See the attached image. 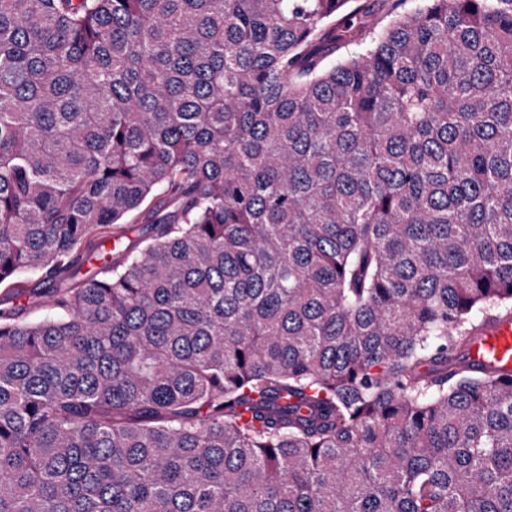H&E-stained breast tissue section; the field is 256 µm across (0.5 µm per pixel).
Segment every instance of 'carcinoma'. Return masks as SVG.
Masks as SVG:
<instances>
[{"label": "carcinoma", "mask_w": 512, "mask_h": 512, "mask_svg": "<svg viewBox=\"0 0 512 512\" xmlns=\"http://www.w3.org/2000/svg\"><path fill=\"white\" fill-rule=\"evenodd\" d=\"M0 287V512H512V0H0ZM467 351L476 371L512 375V317L492 318Z\"/></svg>", "instance_id": "1"}]
</instances>
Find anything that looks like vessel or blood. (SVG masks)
<instances>
[{"instance_id":"b4317fda","label":"vessel or blood","mask_w":512,"mask_h":512,"mask_svg":"<svg viewBox=\"0 0 512 512\" xmlns=\"http://www.w3.org/2000/svg\"><path fill=\"white\" fill-rule=\"evenodd\" d=\"M467 357L477 371L512 375V317L491 319L469 346Z\"/></svg>"}]
</instances>
